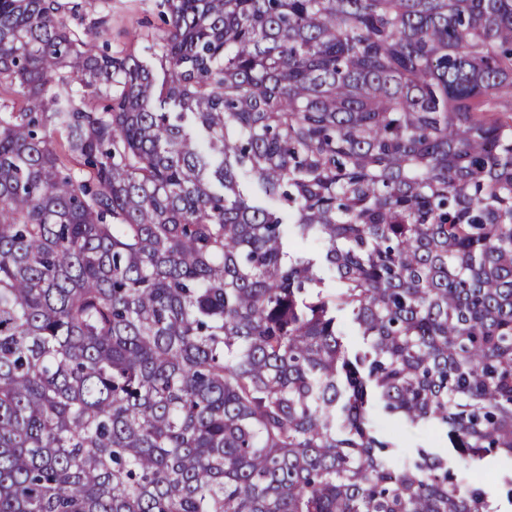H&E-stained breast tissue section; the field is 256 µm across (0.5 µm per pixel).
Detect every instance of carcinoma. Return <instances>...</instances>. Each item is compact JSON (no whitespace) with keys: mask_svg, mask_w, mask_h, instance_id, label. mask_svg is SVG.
I'll return each mask as SVG.
<instances>
[{"mask_svg":"<svg viewBox=\"0 0 512 512\" xmlns=\"http://www.w3.org/2000/svg\"><path fill=\"white\" fill-rule=\"evenodd\" d=\"M166 5L0 0V512H494L512 0ZM93 1L92 8L87 4L80 15L69 18L73 28H83L92 18L106 16L103 39L111 44L112 52H131L143 59H151L162 35L160 11L164 10L162 0H105L106 9L99 5L102 0H75L85 4ZM95 1V2H94ZM95 5V6H94ZM83 17V21L82 18ZM136 32L137 37L132 38ZM391 433L395 435L397 442L403 448H414L419 444H423L431 445L437 451H442L446 449L443 447L447 446L446 443L443 442L442 437H433L424 429L420 430L417 428L397 427L395 431H392Z\"/></svg>","mask_w":512,"mask_h":512,"instance_id":"cac0c4a2","label":"carcinoma"}]
</instances>
